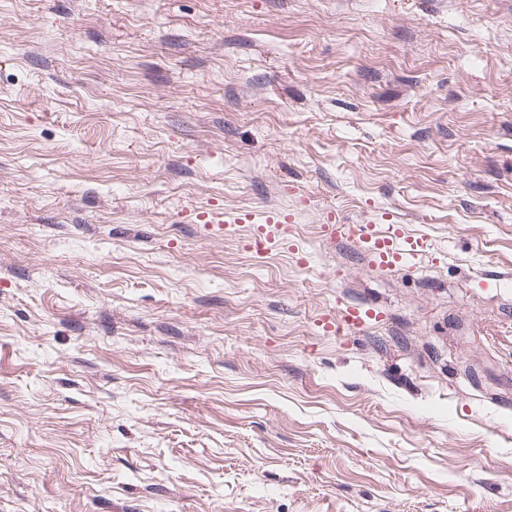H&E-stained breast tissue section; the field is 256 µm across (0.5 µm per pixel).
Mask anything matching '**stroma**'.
<instances>
[{
	"mask_svg": "<svg viewBox=\"0 0 512 512\" xmlns=\"http://www.w3.org/2000/svg\"><path fill=\"white\" fill-rule=\"evenodd\" d=\"M0 512H512V0H0ZM224 228L220 224L211 226L210 230L221 231L224 229V235L232 232L230 229L237 227H246L251 234L249 246L257 250L268 251L274 247L284 245L287 240L290 244V225L286 216L274 210H268L262 213L251 212L249 210H240L232 214L231 221L224 219ZM217 226V229H214ZM388 221V220H387ZM325 224L330 239L345 238L374 264L387 268L416 265L429 258L431 244L425 236L409 235L401 224ZM382 313L373 308L362 306L338 305L336 307V324L335 320L324 322V330L327 333H334L336 326V334L351 333L361 331L371 324L380 321Z\"/></svg>",
	"mask_w": 512,
	"mask_h": 512,
	"instance_id": "35a3bbf8",
	"label": "stroma"
}]
</instances>
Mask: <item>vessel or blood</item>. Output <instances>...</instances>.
I'll list each match as a JSON object with an SVG mask.
<instances>
[{"label":"vessel or blood","mask_w":512,"mask_h":512,"mask_svg":"<svg viewBox=\"0 0 512 512\" xmlns=\"http://www.w3.org/2000/svg\"><path fill=\"white\" fill-rule=\"evenodd\" d=\"M230 228H248L251 247L268 251L284 245L290 234L288 220L281 213L268 210L262 213L240 210L233 213ZM322 231L331 239L345 238L374 264L400 268L417 264L431 254L428 238L408 234L402 225L388 224H326ZM382 314L372 308L340 305L335 321L324 324L325 332L351 333L380 321Z\"/></svg>","instance_id":"1"}]
</instances>
